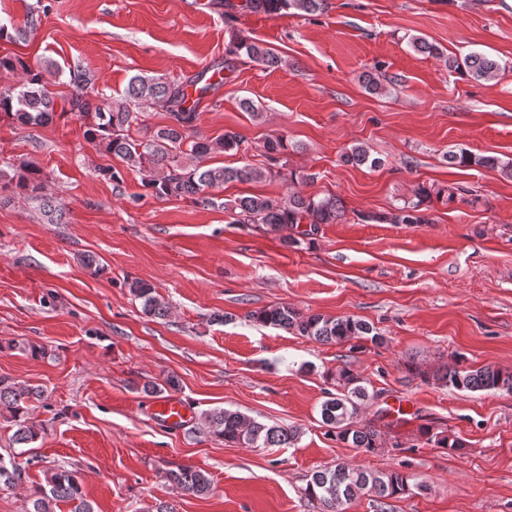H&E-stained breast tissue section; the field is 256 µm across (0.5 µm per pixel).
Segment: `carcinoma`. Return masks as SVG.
I'll use <instances>...</instances> for the list:
<instances>
[{"label":"carcinoma","instance_id":"cac0c4a2","mask_svg":"<svg viewBox=\"0 0 512 512\" xmlns=\"http://www.w3.org/2000/svg\"><path fill=\"white\" fill-rule=\"evenodd\" d=\"M326 0H241L236 4L224 0V16L231 19L244 11L262 10L270 15H280L288 10H297L315 15L325 8ZM411 46L422 54L441 58L443 51L422 37H412ZM246 55L252 61L267 67L281 64V57L259 40L247 36H236L225 48V55ZM448 68L477 81L488 82L497 78L503 66L495 59L471 52L460 58H448ZM0 69L19 75L16 83L0 90V119L7 118L24 126H43L52 118L54 99L46 87L43 73L31 69L24 61L10 57L0 58ZM70 83L75 88L71 100L72 110L84 119V137L87 142L105 148L109 154L120 158L129 167L144 169L143 163L150 161L152 168L142 178V186L158 198H183L196 206L221 207L235 214L236 224H265L273 230L283 227L298 229V236L287 237L285 245L296 246L319 231L321 224H334L345 214L342 201L334 195L306 196L291 191L285 199H272L262 195L241 196L227 202L214 194V190L227 182H258L281 174L280 149L283 140L270 139L264 145V166L210 168L200 164L214 152L239 151L243 137L232 131L216 139L197 135L198 107L213 84H202L204 73L180 81L148 78L140 75L130 79L121 102L105 108L91 102L95 93V75L77 66L69 69ZM162 105L166 108L169 124L159 128L152 138L143 141L131 136V127L144 123L148 113L139 109L144 104ZM191 156L199 163L187 165L183 156ZM348 161L358 166L379 168L383 160L371 156L362 144L346 152ZM448 162L460 167L479 166L499 169L512 177V161L503 162L495 156L475 155L467 151H449ZM15 184V188L28 197L40 200L45 216L52 219L59 214L54 200L45 193L41 169L31 163H21L12 171L0 169V181ZM426 191L418 190L416 200L397 208V212L383 218L375 214L362 215L367 221L379 218L392 224H428L430 219L423 214L421 206ZM305 229H300L301 225ZM130 291L141 300L145 315L155 318L168 316L167 303L156 295L154 287L134 281ZM248 317L265 326L290 331L319 343H351L355 347L369 341L381 345L384 338L373 331L368 323L353 316L327 317L321 314L307 315L288 305H274L249 312ZM436 379L458 391L506 390L512 393V372L491 366L471 369L459 363L442 369ZM41 397L35 387L0 378V416L14 427L12 441L25 446L38 438V431L30 421L32 402ZM379 397L369 391L365 381L347 368L336 372V392L329 394L321 405L322 424L327 433L353 448L366 453H379L385 448L381 431L376 424L359 421L362 406ZM201 425L213 437L226 443L246 448H283L294 444L299 437L296 429L268 425L244 416L237 410L215 408L200 415ZM426 442L440 448L463 447L457 438L430 434L421 430ZM168 478L179 489L193 495H204L211 490L207 474L192 466L182 465L168 472ZM24 479V470L16 460L0 457V484L17 486ZM410 489V476L396 468L367 471L338 464L333 468L315 471L303 489L304 496L320 506L321 512H341L342 507L362 493H370L385 505V500L397 498ZM32 509L29 512H95L93 504L85 498L78 473L64 467L54 469L46 485L36 487L29 494Z\"/></svg>","mask_w":512,"mask_h":512}]
</instances>
